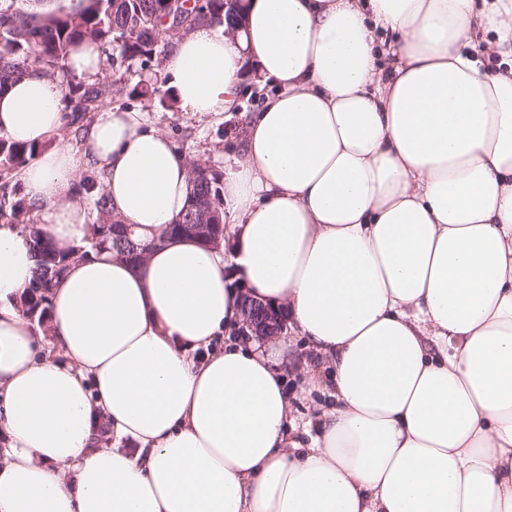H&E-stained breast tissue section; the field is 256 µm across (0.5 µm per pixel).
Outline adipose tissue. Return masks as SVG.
I'll use <instances>...</instances> for the list:
<instances>
[{
	"label": "adipose tissue",
	"mask_w": 512,
	"mask_h": 512,
	"mask_svg": "<svg viewBox=\"0 0 512 512\" xmlns=\"http://www.w3.org/2000/svg\"><path fill=\"white\" fill-rule=\"evenodd\" d=\"M162 76L202 119L242 71L276 85L224 170L230 249L163 234L188 162L140 111L63 134L58 81L0 94L40 228L89 235L79 173L158 241L51 290L55 359L16 301L35 260L0 225V512H512V0H248ZM279 306L336 403L296 424L283 350L226 336ZM111 445L96 444L101 428Z\"/></svg>",
	"instance_id": "1"
}]
</instances>
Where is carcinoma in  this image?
<instances>
[{
	"label": "carcinoma",
	"mask_w": 512,
	"mask_h": 512,
	"mask_svg": "<svg viewBox=\"0 0 512 512\" xmlns=\"http://www.w3.org/2000/svg\"><path fill=\"white\" fill-rule=\"evenodd\" d=\"M38 0H8L0 4V93L15 81L38 72L61 80L68 100L67 125L75 130L92 121L95 114L112 105L113 95L125 87L124 74L134 64L160 71L167 41L165 20L175 16L184 2L174 0H80L70 10H35L27 7ZM207 12L192 18L191 26L222 25L228 21L224 0H208ZM90 43L105 56L106 80L88 83L71 76L67 62L72 50ZM36 149L0 136V221L15 224L28 233L35 258L34 276L19 299L23 315L37 328H46L49 293L54 281L64 274L71 261L98 249L123 251L141 246L136 236L126 238L127 229L119 225L96 176H87L80 189L90 200V235L86 243L58 246L38 227L34 209L9 190L13 174L35 156ZM189 196L187 205L203 201L214 216L224 214V173L188 161Z\"/></svg>",
	"instance_id": "carcinoma-1"
}]
</instances>
